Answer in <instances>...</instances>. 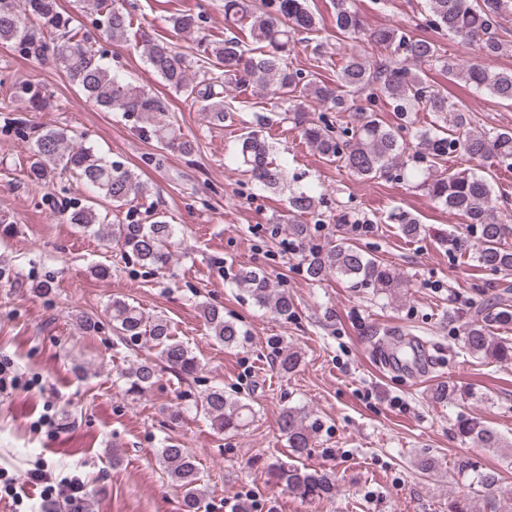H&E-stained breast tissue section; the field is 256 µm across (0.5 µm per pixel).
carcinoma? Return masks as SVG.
Masks as SVG:
<instances>
[{"instance_id":"carcinoma-1","label":"carcinoma","mask_w":512,"mask_h":512,"mask_svg":"<svg viewBox=\"0 0 512 512\" xmlns=\"http://www.w3.org/2000/svg\"><path fill=\"white\" fill-rule=\"evenodd\" d=\"M423 22L436 33H446L473 46L481 56L494 57L506 48L500 38L502 21L512 17V0H427ZM336 34L362 45L376 47L387 55L368 60L365 50L347 54L333 83L305 78L294 69L288 56L298 34H315L319 22L307 0H224V20L248 33L249 42L237 37L206 39L195 73L184 54L171 47L143 44L150 69L167 85L200 103V110L216 123H222L232 109L230 101L239 86L275 87L284 95H297L286 109L288 119L303 139L325 160L339 164L365 179L389 177L415 183L439 206L457 215L465 232L448 236L449 249L474 251L478 267L497 276L491 288L500 292L492 302L478 306L462 326L463 347L473 355L500 362L512 360V339L495 337V331L512 329V246L506 237L512 232L497 215L491 183L466 169L448 171L452 154L483 164L495 159L512 169V130L477 129L472 112L463 104L432 88L425 69L438 68L465 84L485 90L512 104V73L492 71L478 63L455 61L433 39L415 38L399 25L378 29L365 27L355 0H333ZM96 27L107 38L122 39L133 30L134 17L120 0H94ZM200 15L189 10L169 18L181 33L199 29ZM0 42L12 43L30 57H50L56 68L86 101L104 109L135 117L146 136L183 154L192 152L165 115L164 104L145 89L112 73L104 62V52L93 38L79 34L72 17L60 11L58 0H0ZM22 97L34 112L45 106L39 82L20 87ZM364 93L369 106L356 104L354 96ZM324 109L310 116L308 102ZM382 102L393 112L396 123L388 124L374 106ZM431 112L442 124L416 127V114ZM336 113V122L326 113ZM413 135L419 151L406 155L402 133ZM26 178L34 184L48 183L62 171L92 193L85 203L74 202L63 211L67 223L94 234L105 246H117L124 257L155 271L165 270L180 245L176 225L159 218L151 224H110L98 206L109 202L115 207L147 197L150 188L132 170L104 160L93 146L76 141L64 128H49L29 144ZM238 158L244 172L256 184L270 191L286 185L282 167L272 157V145L258 129L244 131L238 140ZM322 198L311 190L292 191L288 213L279 222L288 225V245L296 251L307 278L320 283L329 276L350 283L353 288H370L377 294H391L403 287L395 271L370 255L344 235L324 244L314 243L316 228L302 224L297 217L319 211ZM406 238L420 234L421 225L404 213H395ZM234 284L262 308L287 321L295 314L293 298L275 290L260 269L243 267ZM107 314L112 330L123 341H141L156 351V358H143L122 373L124 393L140 396L155 383L159 372L172 371L183 378L200 368L198 357L174 335L163 314L146 315L129 301L115 297ZM202 317L215 341L226 347L245 342L247 333L225 318L224 309L202 307ZM301 364L296 351L280 357L279 371L286 375ZM196 414L209 421L211 428L224 433L235 431L253 415L249 405L220 386L209 389ZM319 423L305 407L289 406L279 417V430L285 437L291 457L301 459L311 453ZM457 433L477 448L503 452L512 460V441L506 442L492 427L477 417L462 418ZM167 476L182 491V512H200L204 500L203 475L196 456L178 442L169 441L158 452ZM459 472L470 478L471 495L452 499L448 512H474L473 497L483 500L482 512H512V497L496 496L503 482L500 470L483 468L469 460L459 464ZM273 481L289 494L308 501L336 497L333 471L309 468L295 463L271 466Z\"/></svg>"}]
</instances>
